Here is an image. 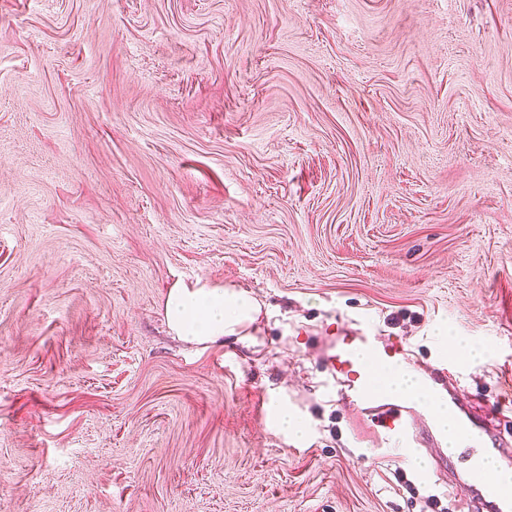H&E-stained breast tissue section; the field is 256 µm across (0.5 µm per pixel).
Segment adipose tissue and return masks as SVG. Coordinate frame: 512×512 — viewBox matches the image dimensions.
I'll return each mask as SVG.
<instances>
[{
  "instance_id": "obj_1",
  "label": "adipose tissue",
  "mask_w": 512,
  "mask_h": 512,
  "mask_svg": "<svg viewBox=\"0 0 512 512\" xmlns=\"http://www.w3.org/2000/svg\"><path fill=\"white\" fill-rule=\"evenodd\" d=\"M260 312L259 303L247 292L199 281L171 288L164 306L170 330L194 344L239 334L257 320Z\"/></svg>"
}]
</instances>
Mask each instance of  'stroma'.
<instances>
[{
	"instance_id": "stroma-1",
	"label": "stroma",
	"mask_w": 512,
	"mask_h": 512,
	"mask_svg": "<svg viewBox=\"0 0 512 512\" xmlns=\"http://www.w3.org/2000/svg\"><path fill=\"white\" fill-rule=\"evenodd\" d=\"M344 323L484 345L512 448V0H0V512H452L322 398ZM260 312L259 303L246 291L210 287L199 279L171 288L164 306L170 330L194 344L239 334L257 320ZM276 424L278 428L295 438H301L304 430L288 405H280L276 410Z\"/></svg>"
}]
</instances>
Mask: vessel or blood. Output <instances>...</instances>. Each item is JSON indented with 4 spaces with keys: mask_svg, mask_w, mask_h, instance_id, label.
I'll use <instances>...</instances> for the list:
<instances>
[{
    "mask_svg": "<svg viewBox=\"0 0 512 512\" xmlns=\"http://www.w3.org/2000/svg\"><path fill=\"white\" fill-rule=\"evenodd\" d=\"M410 345L398 336H377L359 328H346L328 339L326 366L354 396L352 426L357 441L386 447L399 443L420 448L437 443L429 422L431 411L413 406L387 393L379 381L381 370L410 367ZM460 427L459 448L448 464L450 486L464 487L467 512H512V490L492 491L481 462L495 457L502 469L512 470V448L496 447L487 429L474 421L456 400H449Z\"/></svg>",
    "mask_w": 512,
    "mask_h": 512,
    "instance_id": "1",
    "label": "vessel or blood"
}]
</instances>
